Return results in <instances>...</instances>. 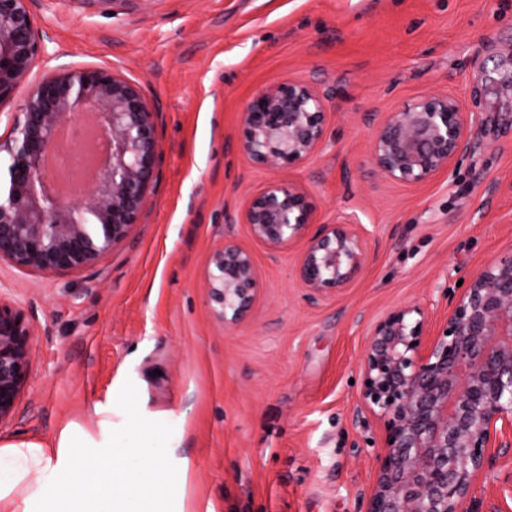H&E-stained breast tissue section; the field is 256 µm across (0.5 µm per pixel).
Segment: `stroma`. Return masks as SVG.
<instances>
[{"label": "stroma", "instance_id": "1", "mask_svg": "<svg viewBox=\"0 0 512 512\" xmlns=\"http://www.w3.org/2000/svg\"><path fill=\"white\" fill-rule=\"evenodd\" d=\"M45 54L30 79L106 67L155 112L158 179L129 237L80 272L0 262V298L27 313L31 379L0 440H52L112 411L117 446L156 427L183 512H364L383 426L361 410L372 324L416 304L436 335L459 280L512 246V0H30ZM284 80L315 89L325 135L273 170L240 152L244 104ZM436 93L473 112L468 157L420 186L371 155L388 113ZM303 187L319 224L363 225L375 251L345 291L309 303L303 250L244 222L272 183ZM251 253L258 296L224 325L204 286L224 242ZM478 512H512V454L476 484Z\"/></svg>", "mask_w": 512, "mask_h": 512}]
</instances>
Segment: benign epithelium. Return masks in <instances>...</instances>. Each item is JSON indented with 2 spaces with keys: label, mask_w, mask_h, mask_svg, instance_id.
<instances>
[{
  "label": "benign epithelium",
  "mask_w": 512,
  "mask_h": 512,
  "mask_svg": "<svg viewBox=\"0 0 512 512\" xmlns=\"http://www.w3.org/2000/svg\"><path fill=\"white\" fill-rule=\"evenodd\" d=\"M29 0H0V109L10 158L0 184V261L45 275L80 271L124 242L156 179L154 113L139 88L104 67L70 69L30 87L15 103L44 53ZM93 116L96 152L108 164L88 193L61 198L46 158L59 131ZM240 151L255 164L289 169L307 160L325 132L324 104L308 84L284 80L244 106ZM475 123L446 93L385 116L372 158L388 180L422 185L471 152ZM253 238L273 251L306 240L295 275L316 304L350 286L372 257L367 234L352 223L314 224L305 191L272 184L244 212ZM216 317L244 321L257 297L252 255L226 242L214 249L205 279ZM418 305L396 307L373 325L359 370L362 403L383 424L376 480L366 512H475L473 487L512 430V248L469 275L441 332L426 335ZM35 330L25 310L0 299V424L14 417L32 374Z\"/></svg>",
  "instance_id": "obj_1"
}]
</instances>
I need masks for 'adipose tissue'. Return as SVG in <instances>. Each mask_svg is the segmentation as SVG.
<instances>
[{
	"mask_svg": "<svg viewBox=\"0 0 512 512\" xmlns=\"http://www.w3.org/2000/svg\"><path fill=\"white\" fill-rule=\"evenodd\" d=\"M95 413L92 434L70 423L48 442H0V512H163L148 498L156 490L182 500L185 474L157 466L152 446L117 447L110 408Z\"/></svg>",
	"mask_w": 512,
	"mask_h": 512,
	"instance_id": "ef3b65f1",
	"label": "adipose tissue"
}]
</instances>
